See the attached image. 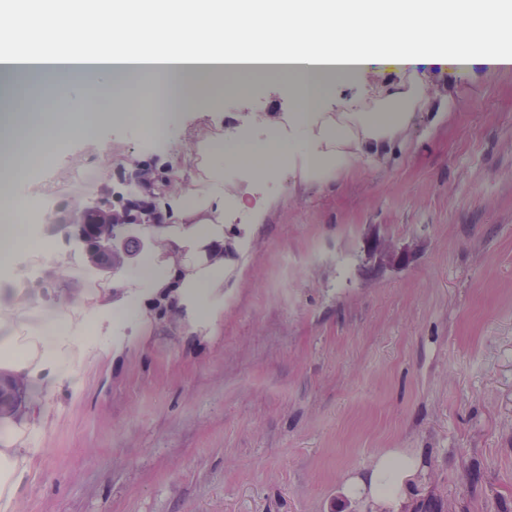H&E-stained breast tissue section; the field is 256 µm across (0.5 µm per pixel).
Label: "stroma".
Wrapping results in <instances>:
<instances>
[{"mask_svg": "<svg viewBox=\"0 0 512 512\" xmlns=\"http://www.w3.org/2000/svg\"><path fill=\"white\" fill-rule=\"evenodd\" d=\"M425 98L379 159L311 182L300 167L259 177L210 151L290 130L295 80L210 78L219 108L167 96L161 132L96 121L21 191L95 197L131 162L189 165L248 191L260 216L224 223L222 273L200 302L120 277L135 309L92 327V357L38 395L40 453L12 512H364L349 479L388 451L416 454L414 504L441 512H512V68L420 66ZM373 72L324 83L321 110L372 102ZM68 264L44 304L109 277L80 242L30 225Z\"/></svg>", "mask_w": 512, "mask_h": 512, "instance_id": "1", "label": "stroma"}]
</instances>
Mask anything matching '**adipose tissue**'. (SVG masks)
Instances as JSON below:
<instances>
[{
	"mask_svg": "<svg viewBox=\"0 0 512 512\" xmlns=\"http://www.w3.org/2000/svg\"><path fill=\"white\" fill-rule=\"evenodd\" d=\"M270 38L272 63H291L304 81L372 71L409 76L374 88V104L344 103L332 121L312 122L313 102L296 115L307 129L306 179L323 181L368 152L394 144L414 119L423 91L417 66L432 61L451 68L496 71L512 64V0H0V56L10 54L21 31L53 34L38 58L0 66V81L17 77L0 107V147L9 156L0 171L20 177L22 164L44 137L56 144L75 130H90L96 105L89 93L65 91L67 75L134 76L178 80L183 101L217 93L204 80L233 58L245 32ZM149 36L146 58L128 56L133 39ZM111 40L109 60L96 47ZM338 45L333 56L321 47ZM39 82L30 92L25 82ZM66 309L44 308L25 335L0 336V388L11 396L0 406V512H9L30 474L32 434L42 418L36 392L73 373L74 359L90 347L81 326H56ZM419 473L414 456L388 452L369 473L352 477L353 497L369 512H405L407 482Z\"/></svg>",
	"mask_w": 512,
	"mask_h": 512,
	"instance_id": "obj_1",
	"label": "adipose tissue"
}]
</instances>
